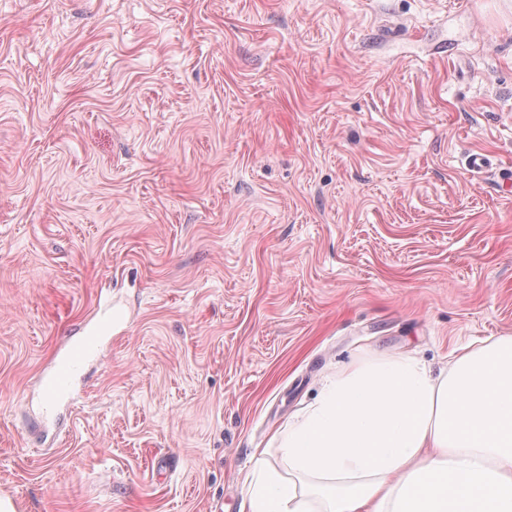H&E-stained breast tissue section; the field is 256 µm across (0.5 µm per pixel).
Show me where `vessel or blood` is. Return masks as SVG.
<instances>
[{
    "instance_id": "obj_1",
    "label": "vessel or blood",
    "mask_w": 512,
    "mask_h": 512,
    "mask_svg": "<svg viewBox=\"0 0 512 512\" xmlns=\"http://www.w3.org/2000/svg\"><path fill=\"white\" fill-rule=\"evenodd\" d=\"M101 348L100 337L85 336L79 343L63 344L53 364L41 371L37 380L38 394L45 412L72 396L81 379L84 367L97 359Z\"/></svg>"
}]
</instances>
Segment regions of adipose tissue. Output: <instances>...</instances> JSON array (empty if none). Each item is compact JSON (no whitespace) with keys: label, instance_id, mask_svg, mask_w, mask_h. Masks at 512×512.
Segmentation results:
<instances>
[{"label":"adipose tissue","instance_id":"ef3b65f1","mask_svg":"<svg viewBox=\"0 0 512 512\" xmlns=\"http://www.w3.org/2000/svg\"><path fill=\"white\" fill-rule=\"evenodd\" d=\"M281 446L289 481L249 484L242 512H512V335L329 376Z\"/></svg>","mask_w":512,"mask_h":512}]
</instances>
